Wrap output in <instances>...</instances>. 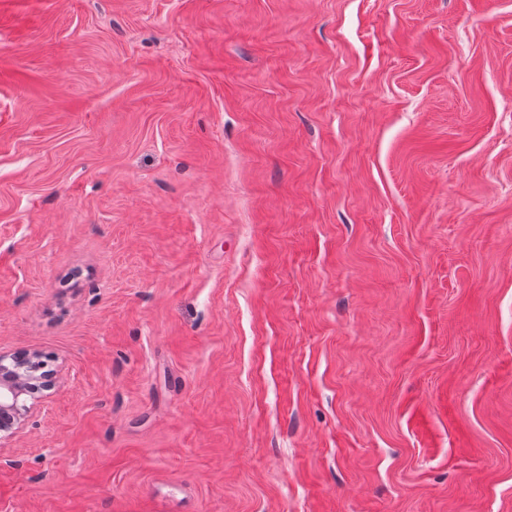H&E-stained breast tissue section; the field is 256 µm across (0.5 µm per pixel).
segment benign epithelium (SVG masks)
<instances>
[{
  "label": "benign epithelium",
  "instance_id": "benign-epithelium-1",
  "mask_svg": "<svg viewBox=\"0 0 512 512\" xmlns=\"http://www.w3.org/2000/svg\"><path fill=\"white\" fill-rule=\"evenodd\" d=\"M41 354L24 350L0 353V445L12 440L32 418L41 397L39 389L52 390L56 375L41 372Z\"/></svg>",
  "mask_w": 512,
  "mask_h": 512
}]
</instances>
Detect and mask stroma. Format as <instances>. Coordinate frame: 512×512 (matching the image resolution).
Wrapping results in <instances>:
<instances>
[{
	"label": "stroma",
	"instance_id": "stroma-1",
	"mask_svg": "<svg viewBox=\"0 0 512 512\" xmlns=\"http://www.w3.org/2000/svg\"><path fill=\"white\" fill-rule=\"evenodd\" d=\"M0 512H512V0H0ZM41 354L24 350L0 353V445L12 440L32 418L36 406L45 395L35 396L39 389L52 390L56 375L40 372Z\"/></svg>",
	"mask_w": 512,
	"mask_h": 512
}]
</instances>
